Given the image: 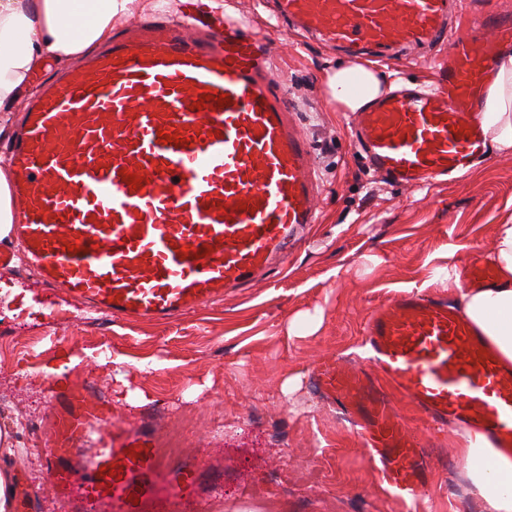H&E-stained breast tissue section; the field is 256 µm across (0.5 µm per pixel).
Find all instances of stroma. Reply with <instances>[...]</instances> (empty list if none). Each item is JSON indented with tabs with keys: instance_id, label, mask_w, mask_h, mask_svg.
Masks as SVG:
<instances>
[{
	"instance_id": "35a3bbf8",
	"label": "stroma",
	"mask_w": 512,
	"mask_h": 512,
	"mask_svg": "<svg viewBox=\"0 0 512 512\" xmlns=\"http://www.w3.org/2000/svg\"><path fill=\"white\" fill-rule=\"evenodd\" d=\"M264 21L263 0H220ZM276 86L298 109L319 185L318 222L284 267L224 299L164 323L90 312L42 287L24 260L0 268L18 286L0 298V425L31 424L20 448L0 447V474L25 477L31 512H484L469 491L460 439L422 427L436 466L418 496H393L352 421L319 397L312 371L337 356L371 372L364 325L407 291L449 298L437 276L481 261L512 222V154L484 155L464 174L409 190L376 173L334 111L321 77L341 54L266 25ZM449 44L386 64L392 80L433 83ZM32 301H25V293ZM41 312H33L32 302ZM77 368H68L71 356ZM65 369L51 386L45 366ZM89 399L112 414L111 435L89 430L79 451L51 453L57 415ZM154 459L140 465L141 456ZM75 475L120 470L135 499L45 484L47 459ZM456 468H445L448 459Z\"/></svg>"
}]
</instances>
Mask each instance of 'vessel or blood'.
<instances>
[{
  "mask_svg": "<svg viewBox=\"0 0 512 512\" xmlns=\"http://www.w3.org/2000/svg\"><path fill=\"white\" fill-rule=\"evenodd\" d=\"M452 0H276L278 18L346 52L424 55L449 40L433 85L402 84L354 113L355 144L408 188L447 180L484 154L486 80L512 20L473 17L451 33ZM252 21L186 0L182 20L125 27L86 64L27 102L7 146L13 231L45 285L93 308L163 322L223 300L286 260L317 221L312 149L271 82ZM135 174L139 187L130 186ZM388 380L319 362L320 392L361 422L370 462L402 498L429 463L419 423L459 426L512 455V364L447 301L403 294L366 327ZM86 422L58 416L53 442L78 448Z\"/></svg>",
  "mask_w": 512,
  "mask_h": 512,
  "instance_id": "vessel-or-blood-1",
  "label": "vessel or blood"
}]
</instances>
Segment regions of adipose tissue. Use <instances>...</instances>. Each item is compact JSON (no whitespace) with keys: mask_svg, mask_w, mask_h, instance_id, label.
Listing matches in <instances>:
<instances>
[{"mask_svg":"<svg viewBox=\"0 0 512 512\" xmlns=\"http://www.w3.org/2000/svg\"><path fill=\"white\" fill-rule=\"evenodd\" d=\"M133 0H0V134L12 124L15 104L31 92L46 62H67L92 53L112 34V20L132 13ZM324 90L337 111L355 112L385 91V77L373 64L341 63L326 71ZM489 154L512 153V50L503 49L489 81L481 112ZM496 280L464 287L458 272L445 273L454 302L512 362V223L497 228L485 253ZM462 453L471 492L486 512H512V459L501 456L478 433L468 434Z\"/></svg>","mask_w":512,"mask_h":512,"instance_id":"ef3b65f1","label":"adipose tissue"}]
</instances>
